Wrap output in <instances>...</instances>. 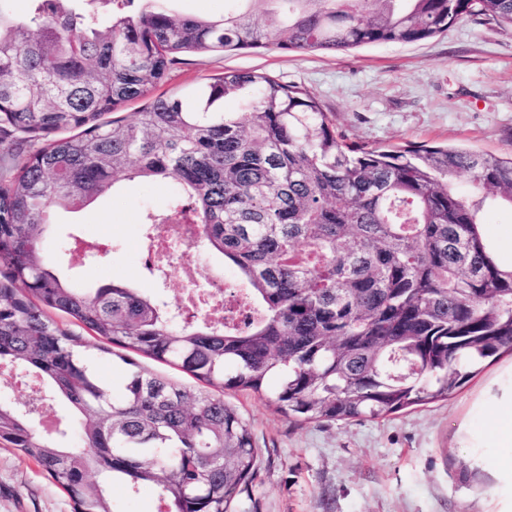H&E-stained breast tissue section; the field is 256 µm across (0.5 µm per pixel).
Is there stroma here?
<instances>
[{"instance_id":"35a3bbf8","label":"stroma","mask_w":512,"mask_h":512,"mask_svg":"<svg viewBox=\"0 0 512 512\" xmlns=\"http://www.w3.org/2000/svg\"><path fill=\"white\" fill-rule=\"evenodd\" d=\"M227 70L264 71L303 86L353 143L448 140L512 153V28L481 16L465 17L420 42L348 52L272 47L187 54L162 90L182 91ZM171 198L164 183L120 182L112 195L58 225L45 250L63 252L74 235H111L107 256L74 264L73 285L120 279L154 287L141 248L143 214L166 209ZM159 289L169 303L180 302L177 280ZM509 362L508 352L488 359L448 399L383 419L293 422L257 394L226 392L261 450L257 478L236 512H493V482L469 467L470 451L459 446L456 432L465 421L481 426L474 402ZM0 512H73V505L36 462L2 444Z\"/></svg>"}]
</instances>
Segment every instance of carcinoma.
I'll return each instance as SVG.
<instances>
[{
  "mask_svg": "<svg viewBox=\"0 0 512 512\" xmlns=\"http://www.w3.org/2000/svg\"><path fill=\"white\" fill-rule=\"evenodd\" d=\"M11 2L0 0V133L44 144L0 167V370L20 369L69 416L42 432L31 405L0 399V441L74 512H123L116 484L157 489V512H234L260 449L226 390L301 422L379 419L448 398L512 351V268L481 231L490 205L512 207V156L347 143L307 89L266 72L154 95L184 54L414 43L468 15L512 26V0H225L219 17L176 14L171 0H54L50 14L34 0L25 16ZM229 97L244 111H224ZM140 99L132 120L104 119ZM460 174L466 195L450 185ZM122 178L175 185L144 223L190 212L256 319L184 322L153 288L70 286L42 245L60 214ZM90 347L174 365L205 388L121 355L134 370L114 391Z\"/></svg>",
  "mask_w": 512,
  "mask_h": 512,
  "instance_id": "carcinoma-1",
  "label": "carcinoma"
}]
</instances>
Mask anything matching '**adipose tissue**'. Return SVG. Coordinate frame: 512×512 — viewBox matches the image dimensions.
Wrapping results in <instances>:
<instances>
[{"mask_svg": "<svg viewBox=\"0 0 512 512\" xmlns=\"http://www.w3.org/2000/svg\"><path fill=\"white\" fill-rule=\"evenodd\" d=\"M477 409L485 418L483 428L462 425L460 442L478 449L472 465L492 479L498 512H512V367L491 383Z\"/></svg>", "mask_w": 512, "mask_h": 512, "instance_id": "1", "label": "adipose tissue"}]
</instances>
